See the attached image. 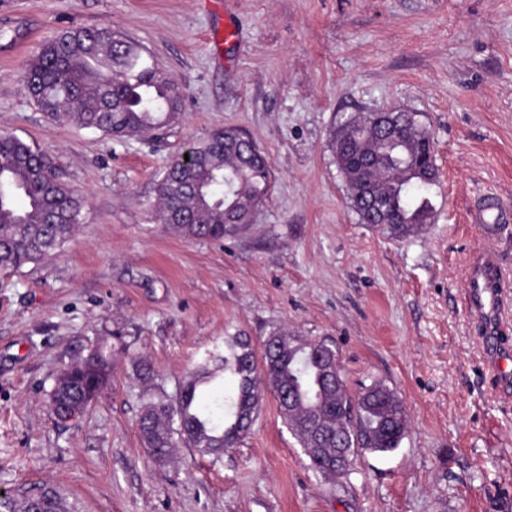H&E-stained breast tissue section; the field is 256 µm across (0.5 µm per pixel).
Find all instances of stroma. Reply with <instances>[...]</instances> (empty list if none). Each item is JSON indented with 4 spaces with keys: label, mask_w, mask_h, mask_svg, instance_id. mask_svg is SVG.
<instances>
[{
    "label": "stroma",
    "mask_w": 512,
    "mask_h": 512,
    "mask_svg": "<svg viewBox=\"0 0 512 512\" xmlns=\"http://www.w3.org/2000/svg\"><path fill=\"white\" fill-rule=\"evenodd\" d=\"M228 15L238 37L215 44ZM80 26L123 32L177 78L179 124L108 139L50 120L23 77ZM391 109L431 132L439 172L431 224L402 240L359 222L328 146L347 116ZM228 126L268 156V197L234 237L185 239L158 220L157 183ZM0 130L52 154L84 199L63 250L0 268V493L53 484L79 512H512V389L466 288L494 257V343L512 349V223L490 236L468 217L486 195L512 204V0H0ZM277 331L335 349L350 392L394 388L399 448L325 479L269 392L221 459L181 445L153 462L143 395L175 394L229 336ZM98 344L109 386L58 423L56 375Z\"/></svg>",
    "instance_id": "obj_1"
}]
</instances>
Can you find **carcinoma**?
Returning <instances> with one entry per match:
<instances>
[{
	"label": "carcinoma",
	"mask_w": 512,
	"mask_h": 512,
	"mask_svg": "<svg viewBox=\"0 0 512 512\" xmlns=\"http://www.w3.org/2000/svg\"><path fill=\"white\" fill-rule=\"evenodd\" d=\"M24 89L48 118L110 138H141L182 118L183 85L160 71L128 36L111 28L61 31L30 61ZM350 116L334 127L329 147L362 224L393 238L420 232L433 218L436 184L432 138L413 112L392 111L378 124ZM192 161L173 162L153 203L159 221L186 239L222 240L253 222L269 191L268 158L243 132L223 128L191 146ZM83 197L47 153L0 131V267L20 269L63 249L72 239ZM261 352L244 336L224 341V354L198 364L174 397L142 403L138 429L154 461H167L175 437L215 459L247 434L263 397L273 391L280 413L318 474L338 476V442L350 463L361 453L399 447L409 428L404 400L381 381L352 394L331 372L336 350L275 334ZM112 377V350L91 348L70 365L61 404L79 406ZM231 381L225 388L221 380ZM75 512L44 486L0 499V512Z\"/></svg>",
	"instance_id": "1"
}]
</instances>
